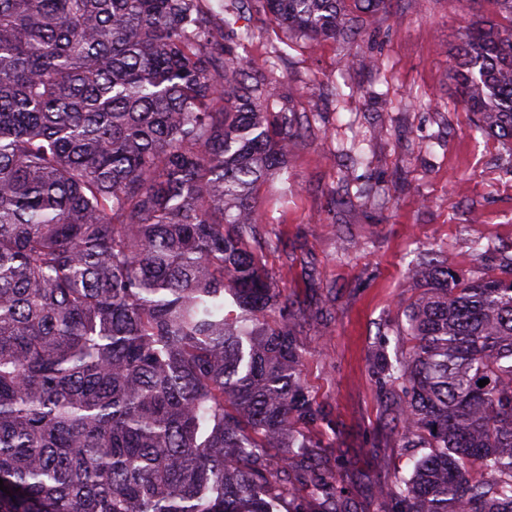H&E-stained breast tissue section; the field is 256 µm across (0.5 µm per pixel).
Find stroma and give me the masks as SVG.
I'll return each mask as SVG.
<instances>
[{
  "label": "stroma",
  "mask_w": 512,
  "mask_h": 512,
  "mask_svg": "<svg viewBox=\"0 0 512 512\" xmlns=\"http://www.w3.org/2000/svg\"><path fill=\"white\" fill-rule=\"evenodd\" d=\"M512 25L497 0H395L350 47L308 40L251 9V36L231 47L255 68L274 65L295 112L313 132L288 157L294 186L286 204L260 187L266 232L284 248L264 261L283 294L319 310L302 324L299 376L325 421L307 427L318 455L289 470V508H308L305 474L339 473L348 512H393L394 476L421 449L405 447L386 409L395 400L370 367L378 349L408 353L399 335L407 303L424 289L415 271L437 257L465 278L502 276L512 260V145L475 133L460 102L454 57L475 22ZM376 67L349 71L345 53ZM360 142L347 205L336 202L346 152ZM494 243L481 254L475 243Z\"/></svg>",
  "instance_id": "1"
}]
</instances>
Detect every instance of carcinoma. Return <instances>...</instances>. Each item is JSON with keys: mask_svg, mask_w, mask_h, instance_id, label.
<instances>
[{"mask_svg": "<svg viewBox=\"0 0 512 512\" xmlns=\"http://www.w3.org/2000/svg\"><path fill=\"white\" fill-rule=\"evenodd\" d=\"M349 45L392 0H259ZM224 47L212 0H0V512H273L326 420L253 249L307 119ZM474 130L512 144V27L466 28ZM390 422L429 449L397 512H512V277L423 265ZM487 379L483 387L478 382ZM312 473V512H346Z\"/></svg>", "mask_w": 512, "mask_h": 512, "instance_id": "obj_1", "label": "carcinoma"}]
</instances>
